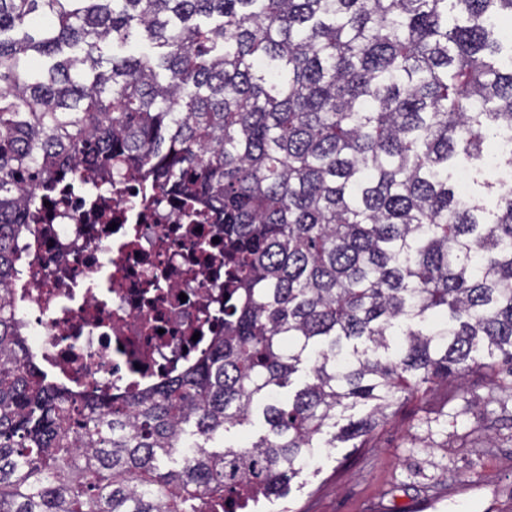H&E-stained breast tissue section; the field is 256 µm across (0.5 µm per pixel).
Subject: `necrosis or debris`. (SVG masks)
Instances as JSON below:
<instances>
[{"label": "necrosis or debris", "mask_w": 512, "mask_h": 512, "mask_svg": "<svg viewBox=\"0 0 512 512\" xmlns=\"http://www.w3.org/2000/svg\"><path fill=\"white\" fill-rule=\"evenodd\" d=\"M25 221L7 285L28 355L54 384L156 386L221 333L224 227L144 175L80 171Z\"/></svg>", "instance_id": "1"}]
</instances>
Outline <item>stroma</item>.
Instances as JSON below:
<instances>
[{"mask_svg":"<svg viewBox=\"0 0 512 512\" xmlns=\"http://www.w3.org/2000/svg\"><path fill=\"white\" fill-rule=\"evenodd\" d=\"M252 512H512V393L472 373L424 386L365 447L326 448Z\"/></svg>","mask_w":512,"mask_h":512,"instance_id":"1","label":"stroma"}]
</instances>
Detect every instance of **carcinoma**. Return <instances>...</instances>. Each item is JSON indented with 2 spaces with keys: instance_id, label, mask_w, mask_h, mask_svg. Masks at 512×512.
<instances>
[{
  "instance_id": "1",
  "label": "carcinoma",
  "mask_w": 512,
  "mask_h": 512,
  "mask_svg": "<svg viewBox=\"0 0 512 512\" xmlns=\"http://www.w3.org/2000/svg\"><path fill=\"white\" fill-rule=\"evenodd\" d=\"M503 16L512 0H0V512H226L436 379L512 377V190L491 213L451 183L512 139ZM79 166L215 215L238 295L197 366L124 396L42 377L5 287L24 213ZM259 399L258 440L207 449Z\"/></svg>"
}]
</instances>
